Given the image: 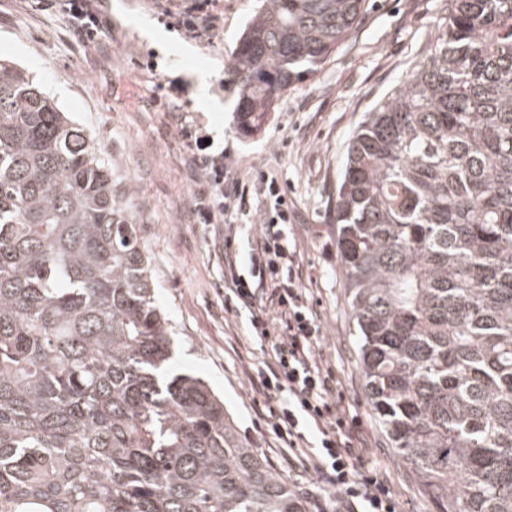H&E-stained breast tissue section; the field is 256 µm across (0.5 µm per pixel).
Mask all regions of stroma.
<instances>
[{"instance_id": "1", "label": "stroma", "mask_w": 512, "mask_h": 512, "mask_svg": "<svg viewBox=\"0 0 512 512\" xmlns=\"http://www.w3.org/2000/svg\"><path fill=\"white\" fill-rule=\"evenodd\" d=\"M262 0H213L217 38L206 44L170 28L157 0H112V39L80 42L64 15L38 0H0V60L18 63L94 139L130 210L148 259L157 304L174 341L176 370L204 380L224 401L239 437L262 458L242 363L226 333L245 337L243 319L224 311L222 235L193 221V182L176 132L147 104L156 76L184 87L179 97L216 145L241 168L271 167L291 188L293 226L318 310L324 359L362 420L369 462L387 474L398 512H437L413 469L398 457L371 410L358 362L355 320L337 244L336 185L348 142L363 118L429 51L447 0H366L358 27L316 72L289 86L252 135L238 127L240 90L224 67ZM164 31L153 40L149 30ZM154 62L156 74L144 66ZM287 148H279L280 140Z\"/></svg>"}]
</instances>
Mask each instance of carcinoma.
I'll return each mask as SVG.
<instances>
[{"label": "carcinoma", "mask_w": 512, "mask_h": 512, "mask_svg": "<svg viewBox=\"0 0 512 512\" xmlns=\"http://www.w3.org/2000/svg\"><path fill=\"white\" fill-rule=\"evenodd\" d=\"M365 0H263L226 73L243 133ZM366 397L439 512H512V0H448L336 186ZM128 204L91 140L0 62V512H306L171 368Z\"/></svg>", "instance_id": "obj_1"}]
</instances>
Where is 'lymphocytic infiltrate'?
<instances>
[{"instance_id": "f902f5d3", "label": "lymphocytic infiltrate", "mask_w": 512, "mask_h": 512, "mask_svg": "<svg viewBox=\"0 0 512 512\" xmlns=\"http://www.w3.org/2000/svg\"><path fill=\"white\" fill-rule=\"evenodd\" d=\"M59 8L74 35L97 46L112 36L102 0H42ZM163 15L190 38L211 41L218 18L206 0H168ZM181 88L154 93L151 104L170 119L188 156L194 221L224 227V311L246 318L267 361L245 367L258 433L270 438L290 471L313 485L316 512H397L385 473L368 466L361 419L352 414L336 369L319 350L322 323L302 282L288 191L267 168L242 170L230 155L210 150L177 98Z\"/></svg>"}]
</instances>
